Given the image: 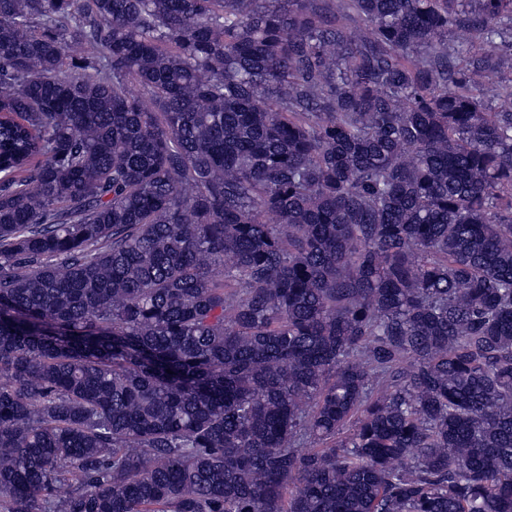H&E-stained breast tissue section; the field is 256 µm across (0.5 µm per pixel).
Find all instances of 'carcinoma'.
<instances>
[{
	"label": "carcinoma",
	"instance_id": "cac0c4a2",
	"mask_svg": "<svg viewBox=\"0 0 512 512\" xmlns=\"http://www.w3.org/2000/svg\"><path fill=\"white\" fill-rule=\"evenodd\" d=\"M0 512H512V0H0Z\"/></svg>",
	"mask_w": 512,
	"mask_h": 512
}]
</instances>
